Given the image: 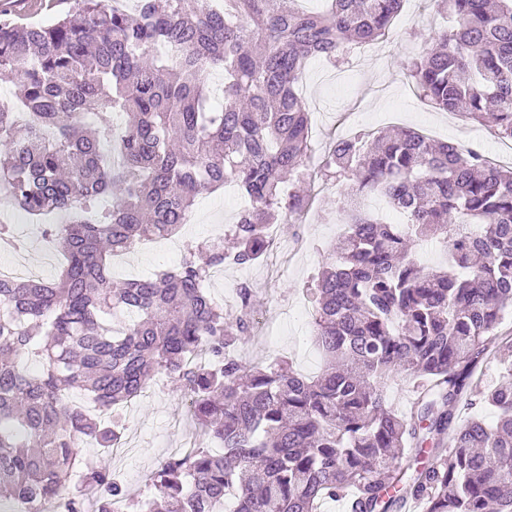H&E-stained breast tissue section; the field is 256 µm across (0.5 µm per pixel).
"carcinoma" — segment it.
I'll return each instance as SVG.
<instances>
[{"label": "carcinoma", "instance_id": "cac0c4a2", "mask_svg": "<svg viewBox=\"0 0 512 512\" xmlns=\"http://www.w3.org/2000/svg\"><path fill=\"white\" fill-rule=\"evenodd\" d=\"M70 0L50 24L0 19V73L17 105L0 109V201L40 219L66 258L52 281L0 277V509L55 502L65 512H512V360L477 374L486 341L512 315V167L404 127L337 140L320 173L344 185L347 229L312 289L313 379L283 362L228 354L253 335V290L226 313L203 283L228 256L253 265L270 224L308 206L296 186L311 158L310 113L296 84L312 57L342 63L388 32L404 0ZM455 25L410 65L419 95L512 140V0H442ZM224 70V105L207 76ZM251 202L224 242L187 247L180 264L117 281L111 258L168 238L195 199L227 184ZM375 194L404 217L370 212ZM446 237L428 267L414 242ZM43 360L30 374L22 358ZM404 374L410 417L387 391ZM166 377L185 391L203 439L165 460L136 501L111 458L81 445L120 440L118 407ZM78 389L96 414L71 404ZM478 398L493 413L454 423ZM432 444L431 461L414 455ZM81 472L79 495L67 478Z\"/></svg>", "mask_w": 512, "mask_h": 512}]
</instances>
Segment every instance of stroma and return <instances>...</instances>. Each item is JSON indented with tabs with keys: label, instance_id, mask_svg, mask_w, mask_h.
Returning a JSON list of instances; mask_svg holds the SVG:
<instances>
[{
	"label": "stroma",
	"instance_id": "stroma-1",
	"mask_svg": "<svg viewBox=\"0 0 512 512\" xmlns=\"http://www.w3.org/2000/svg\"><path fill=\"white\" fill-rule=\"evenodd\" d=\"M439 11L438 0H404L388 34L364 56L337 68L319 59L309 61L298 92L310 112L313 157L325 158L336 140L361 129L376 135L391 126H413L427 130L434 139L485 150L499 164L512 166V141L497 138L461 115L438 111L413 87L406 63L433 44L443 25ZM309 191L312 203L302 221L276 227L281 241H288V250L275 244L263 262L226 269L209 294L228 307L237 300L238 285H250L255 315L265 329L242 343L240 354L266 364L287 359L303 374L313 375L320 370L322 358L313 345L310 322L286 319L284 313L304 306L312 275L338 240L343 213L335 182L312 177ZM240 200V194L230 187L199 196L192 208V223L184 225L175 240L143 242L123 266L115 268V277L177 266L184 244L228 232L241 210ZM13 227L20 241L18 253L0 254V264L31 267L40 278L52 279L61 263L56 247L46 243L36 225L23 215L14 216ZM122 413L121 445L131 453L113 454L112 467L131 492L148 497L152 491L141 484V473L152 472L162 459L190 448L195 426L182 390L163 379L151 383Z\"/></svg>",
	"mask_w": 512,
	"mask_h": 512
}]
</instances>
